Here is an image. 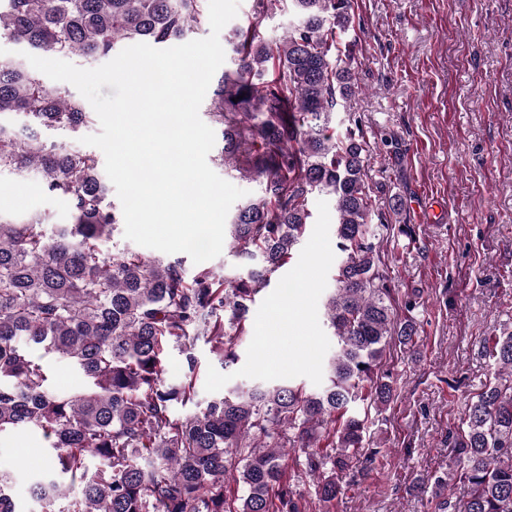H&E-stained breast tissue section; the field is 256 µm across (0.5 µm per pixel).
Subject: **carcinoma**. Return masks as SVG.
<instances>
[{
  "label": "carcinoma",
  "instance_id": "carcinoma-1",
  "mask_svg": "<svg viewBox=\"0 0 512 512\" xmlns=\"http://www.w3.org/2000/svg\"><path fill=\"white\" fill-rule=\"evenodd\" d=\"M279 7L297 22L269 42L260 25ZM353 23L354 0H253L251 19L232 31V65L207 114L223 137L219 161L261 189L226 223L227 245L246 266L235 277L202 265L189 280L178 260L105 252L123 215L106 204L96 155L41 133L76 132L93 113L71 89L0 59V114L29 119L23 138L0 125V169L38 172L45 190L68 198L73 219L51 231L45 214H0V435L40 430L50 441L48 465L31 485L41 512H302L288 450L304 454L296 469L312 478L322 508L355 461L377 462L366 442L370 411L396 397L380 363L394 344L415 350L420 325L395 315L376 242L379 230H414L374 208L361 120L328 133L336 112L354 109L358 85L338 47ZM208 25V0H0V38L65 57H109L122 41L170 46ZM315 192L335 198L340 254L324 304L336 350L323 385L234 388L174 417L175 405L194 402L199 339L224 364L237 361L250 306L304 235ZM169 345L186 366L167 385ZM484 352L494 374L451 437L458 466L434 478L463 495L440 510L512 512V331L491 337ZM50 353L89 386L51 391L41 364ZM228 478L241 489L237 507L224 495ZM12 481L0 472V512H16Z\"/></svg>",
  "mask_w": 512,
  "mask_h": 512
}]
</instances>
